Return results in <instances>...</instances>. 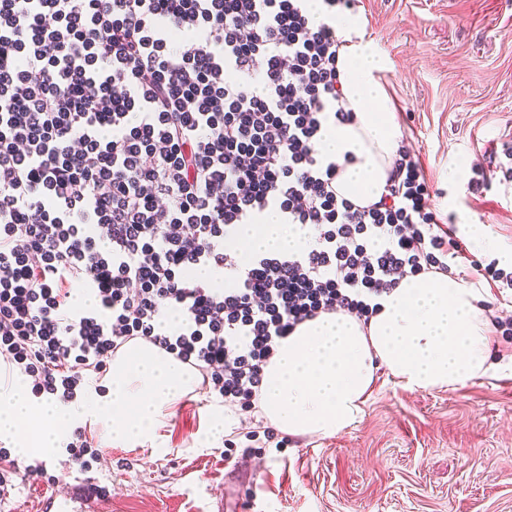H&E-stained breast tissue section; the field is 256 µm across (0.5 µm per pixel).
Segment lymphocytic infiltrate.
Returning a JSON list of instances; mask_svg holds the SVG:
<instances>
[{
  "instance_id": "lymphocytic-infiltrate-1",
  "label": "lymphocytic infiltrate",
  "mask_w": 512,
  "mask_h": 512,
  "mask_svg": "<svg viewBox=\"0 0 512 512\" xmlns=\"http://www.w3.org/2000/svg\"><path fill=\"white\" fill-rule=\"evenodd\" d=\"M322 2L318 20L305 0H0V359L34 395L73 403L86 373L103 382L146 342L251 414L307 320L369 321L404 277L463 259L512 290L432 209L408 148L378 201L337 193L317 143L354 120L331 24L354 0ZM270 208L306 248L240 261L239 226ZM76 283L93 308L73 304Z\"/></svg>"
}]
</instances>
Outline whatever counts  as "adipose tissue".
Returning <instances> with one entry per match:
<instances>
[{"instance_id":"ef3b65f1","label":"adipose tissue","mask_w":512,"mask_h":512,"mask_svg":"<svg viewBox=\"0 0 512 512\" xmlns=\"http://www.w3.org/2000/svg\"><path fill=\"white\" fill-rule=\"evenodd\" d=\"M337 66L352 124L325 123L318 148L339 166L336 189L357 204L377 201L402 138L383 74L387 69L356 17H336ZM307 245L297 224L267 211L239 228V252L288 256ZM368 324L345 313L323 314L297 327L265 369L264 417L294 436L331 437L364 413L378 367L412 391L455 389L487 376L489 318L480 292L444 273L406 277L380 300Z\"/></svg>"}]
</instances>
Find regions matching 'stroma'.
I'll return each mask as SVG.
<instances>
[{
    "label": "stroma",
    "mask_w": 512,
    "mask_h": 512,
    "mask_svg": "<svg viewBox=\"0 0 512 512\" xmlns=\"http://www.w3.org/2000/svg\"><path fill=\"white\" fill-rule=\"evenodd\" d=\"M352 13L388 63L396 121L424 167L432 202L459 226L488 225L512 249V0H357ZM494 165L491 189L471 187L473 165ZM461 167L455 182L449 168ZM218 398L187 393L153 445L103 443L88 472L48 464L58 483L17 484L0 512H35L76 486L108 512H207L232 480L224 458L250 463L263 512H512V370L454 390L411 391L378 368L362 418L332 437L285 448L249 447L260 414L227 408L225 440L207 441Z\"/></svg>",
    "instance_id": "1"
}]
</instances>
